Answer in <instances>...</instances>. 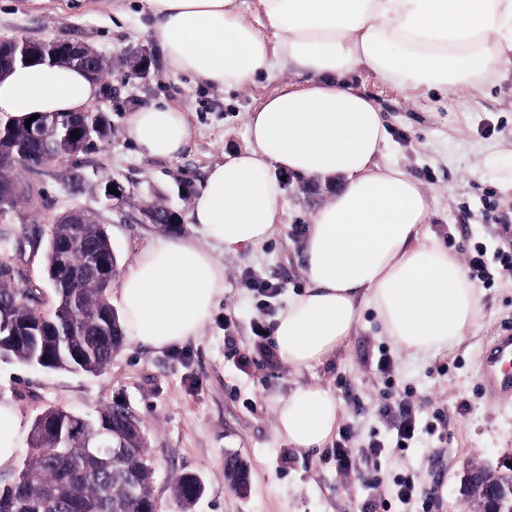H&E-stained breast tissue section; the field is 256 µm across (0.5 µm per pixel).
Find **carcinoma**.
Wrapping results in <instances>:
<instances>
[{
	"mask_svg": "<svg viewBox=\"0 0 512 512\" xmlns=\"http://www.w3.org/2000/svg\"><path fill=\"white\" fill-rule=\"evenodd\" d=\"M79 135H71L72 130ZM111 133L102 114L72 112L41 115L30 125L11 126L0 139V157L8 182L20 185L18 172L39 165L45 156L65 151L89 153L98 149ZM118 265L110 237L98 222L87 226L85 250L72 254L46 249L45 266L54 270L68 261L76 264L83 254ZM111 284L91 272L73 279H60L54 290L55 304L47 314L51 331L38 344L25 340L0 346V356L51 370L99 373L120 348L123 331L119 316L109 300ZM34 312L31 298L14 286V273L0 270V326L29 335ZM132 414L121 405L102 410L95 419L51 407L36 417L29 432L31 453L20 466L0 481V512H115L116 506L136 508L150 499L153 474L138 465L147 455L145 443L132 446L124 436ZM73 424L76 433L93 442L109 438L112 454L92 456L73 445L61 448L53 427L58 422ZM248 471L234 460L227 476L233 488L245 483ZM199 479L189 473L173 481V494L190 504Z\"/></svg>",
	"mask_w": 512,
	"mask_h": 512,
	"instance_id": "obj_1",
	"label": "carcinoma"
}]
</instances>
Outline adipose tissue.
Listing matches in <instances>:
<instances>
[{
    "mask_svg": "<svg viewBox=\"0 0 512 512\" xmlns=\"http://www.w3.org/2000/svg\"><path fill=\"white\" fill-rule=\"evenodd\" d=\"M140 0L170 72L240 88L276 72L285 83L246 116L248 145L212 165L192 202V236L154 239L123 274L120 323L127 339L162 350L198 336L224 295V267L199 243L238 252L266 242L282 210L279 173L335 183L310 218L306 288L276 318L280 357L307 368L335 354L360 307L413 357L453 347L479 314L475 288L455 255L422 236L430 201L420 182L380 165L388 142L376 102L351 87L367 69L404 89L445 91L504 75L512 64V0ZM265 20L273 37L256 27ZM100 84L63 64L15 65L0 76V119L77 112ZM186 112L150 105L130 113L142 152L178 156L191 137ZM339 417L327 390L301 387L276 406L277 430L301 450L324 447ZM21 418L0 403V470L14 466Z\"/></svg>",
    "mask_w": 512,
    "mask_h": 512,
    "instance_id": "obj_1",
    "label": "adipose tissue"
}]
</instances>
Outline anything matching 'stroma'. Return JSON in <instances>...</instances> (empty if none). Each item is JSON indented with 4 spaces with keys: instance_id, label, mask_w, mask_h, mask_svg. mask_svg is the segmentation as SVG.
<instances>
[{
    "instance_id": "1",
    "label": "stroma",
    "mask_w": 512,
    "mask_h": 512,
    "mask_svg": "<svg viewBox=\"0 0 512 512\" xmlns=\"http://www.w3.org/2000/svg\"><path fill=\"white\" fill-rule=\"evenodd\" d=\"M11 38L86 43L113 62L95 101L110 119L109 139L79 162L66 159L22 172L35 203H19L7 217L23 276L29 287L43 291L47 311L54 295L45 277L44 235L57 215L71 209L92 213L111 238L119 269L127 270L160 234L155 225L139 223L138 202L160 200L189 215L208 168L245 147L247 113L283 82L263 77L227 91L173 76L157 50L149 17L129 0H0V40ZM133 47L151 56L147 79L121 63ZM350 80L385 114L390 144L384 161L398 163L429 196L423 235L461 257L478 245L512 254V192L481 170L485 154L512 151V74L445 93L424 86L404 90L365 69ZM153 104L188 114L193 134L178 157L139 154L126 137L130 112ZM74 166L84 176L78 190L66 177ZM104 176L125 183L131 201L114 205L100 197L94 185ZM283 190L269 240L238 254L212 246L224 266V297L199 336L160 351L123 343L100 374L0 357V401L14 405L27 427L50 407L91 418L115 404L127 408L139 421L154 465L157 512H181L170 478L182 473L198 475L205 486L190 512H367L381 499L389 502L388 512H417L416 505L395 500V483L404 477L433 490L432 512H468L461 487L472 464L493 470L512 457V400L489 395L479 368L482 351L503 329H512V272L477 286L479 317L451 350L409 357L380 334L374 313L363 308L352 336L333 357L294 369L261 348L253 325L274 324L289 295L306 287L303 244L310 216L334 186L290 175ZM250 277L284 282L273 308L247 288ZM383 357L391 360L385 373L377 368ZM310 385L335 396L339 424L349 427L355 450L386 436L379 407L389 389L414 406L421 421L417 442L378 463H358L348 476L337 475L330 448L299 450L276 431L278 401ZM229 456L249 467L246 492L231 490L224 478Z\"/></svg>"
}]
</instances>
